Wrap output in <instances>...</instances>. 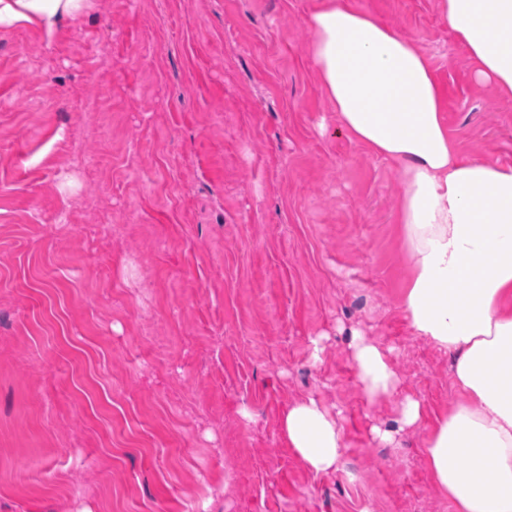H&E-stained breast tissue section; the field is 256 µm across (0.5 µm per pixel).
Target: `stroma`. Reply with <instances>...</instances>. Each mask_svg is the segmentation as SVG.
Segmentation results:
<instances>
[{"mask_svg": "<svg viewBox=\"0 0 512 512\" xmlns=\"http://www.w3.org/2000/svg\"><path fill=\"white\" fill-rule=\"evenodd\" d=\"M321 2L92 0L53 39L0 31V512H453L425 438L466 397L403 315L402 166L339 131ZM352 3L430 58L463 155L512 163V99L439 0ZM306 396L340 414V474L281 436ZM409 396L425 422L374 441ZM349 353L359 386L370 401L382 400L394 392L399 377L391 364L389 352L386 353L358 330H352Z\"/></svg>", "mask_w": 512, "mask_h": 512, "instance_id": "obj_1", "label": "stroma"}]
</instances>
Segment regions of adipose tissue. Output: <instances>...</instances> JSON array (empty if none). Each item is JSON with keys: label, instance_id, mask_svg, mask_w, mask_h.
I'll return each mask as SVG.
<instances>
[{"label": "adipose tissue", "instance_id": "1", "mask_svg": "<svg viewBox=\"0 0 512 512\" xmlns=\"http://www.w3.org/2000/svg\"><path fill=\"white\" fill-rule=\"evenodd\" d=\"M91 0H0V29L53 38ZM466 46L477 84L512 99V0H440ZM320 86L340 130L374 156L402 164L399 222L411 275L402 309L414 332L450 355L463 404L426 439L429 473L453 512H512V164L462 157L448 131L444 92L409 38L351 0H323L310 16ZM363 394L399 384L388 353L352 331ZM280 432L314 473L339 471L337 414L315 397L289 406Z\"/></svg>", "mask_w": 512, "mask_h": 512}]
</instances>
